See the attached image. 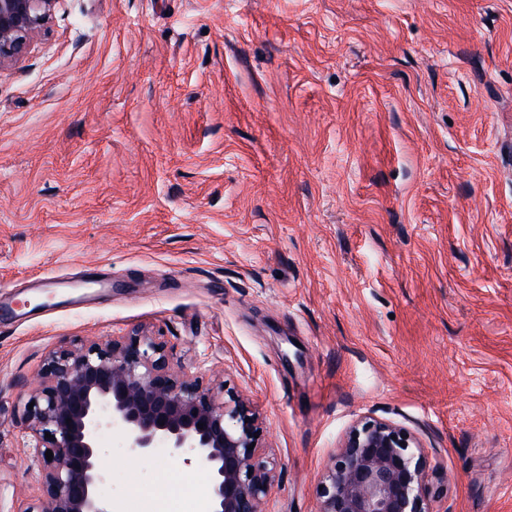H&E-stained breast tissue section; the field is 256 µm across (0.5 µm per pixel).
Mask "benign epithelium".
<instances>
[{"instance_id":"obj_1","label":"benign epithelium","mask_w":512,"mask_h":512,"mask_svg":"<svg viewBox=\"0 0 512 512\" xmlns=\"http://www.w3.org/2000/svg\"><path fill=\"white\" fill-rule=\"evenodd\" d=\"M57 3L0 0V70L27 52ZM28 401L25 432L42 482L37 501L21 512H112L99 493L106 479L99 437L115 425L132 455L162 448L205 469L204 512H264L276 467L262 457L266 428L259 413L233 389L175 368L156 336L134 331L105 343L61 342ZM427 469L421 442L408 428L359 421L330 456L317 512H432Z\"/></svg>"}]
</instances>
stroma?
I'll use <instances>...</instances> for the list:
<instances>
[{"instance_id": "1", "label": "stroma", "mask_w": 512, "mask_h": 512, "mask_svg": "<svg viewBox=\"0 0 512 512\" xmlns=\"http://www.w3.org/2000/svg\"><path fill=\"white\" fill-rule=\"evenodd\" d=\"M140 326L259 411L265 512L364 418L432 512H512V0H58L0 70V512L49 353ZM100 442L112 512L206 497Z\"/></svg>"}]
</instances>
